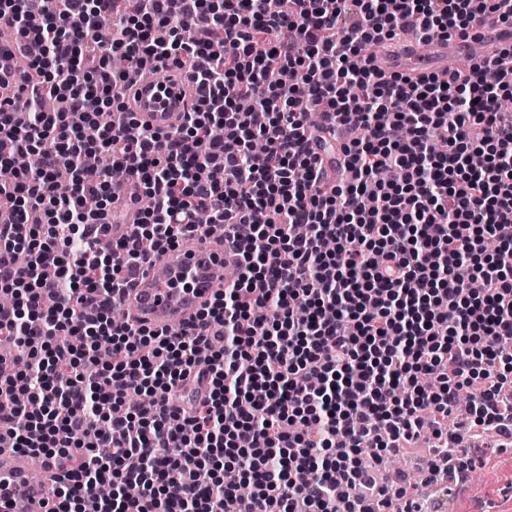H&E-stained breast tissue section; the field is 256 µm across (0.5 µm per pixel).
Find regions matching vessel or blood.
Listing matches in <instances>:
<instances>
[{
  "label": "vessel or blood",
  "mask_w": 512,
  "mask_h": 512,
  "mask_svg": "<svg viewBox=\"0 0 512 512\" xmlns=\"http://www.w3.org/2000/svg\"><path fill=\"white\" fill-rule=\"evenodd\" d=\"M18 54L14 47L0 49L2 89H15L21 83ZM199 65V59L184 58L170 77L161 80H147L138 72H130L129 104L137 121L163 132L179 128L184 113L197 101L190 76ZM230 261L219 231L192 235L155 257L125 290L135 323L173 330L195 323L198 312L217 290L214 270ZM60 475L55 464L14 448H0V512H51Z\"/></svg>",
  "instance_id": "b4317fda"
}]
</instances>
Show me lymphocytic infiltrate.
I'll use <instances>...</instances> for the list:
<instances>
[{
    "mask_svg": "<svg viewBox=\"0 0 512 512\" xmlns=\"http://www.w3.org/2000/svg\"><path fill=\"white\" fill-rule=\"evenodd\" d=\"M266 3L0 0L29 44L26 87L0 97V341L27 362L0 377V436L59 462L52 512H423V484L377 480L385 458L428 436L432 475L474 470L448 428L474 383L460 426L512 432V43L417 79L368 54L512 27V0ZM183 54L203 60L195 109L138 125L128 71ZM117 171L136 180L126 237ZM202 212L237 279L197 325L113 321L128 273Z\"/></svg>",
    "mask_w": 512,
    "mask_h": 512,
    "instance_id": "lymphocytic-infiltrate-1",
    "label": "lymphocytic infiltrate"
}]
</instances>
